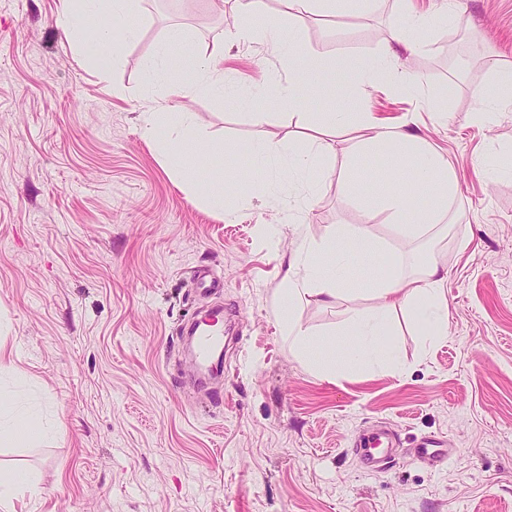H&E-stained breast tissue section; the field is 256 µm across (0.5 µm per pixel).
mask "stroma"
<instances>
[{
  "label": "stroma",
  "mask_w": 512,
  "mask_h": 512,
  "mask_svg": "<svg viewBox=\"0 0 512 512\" xmlns=\"http://www.w3.org/2000/svg\"><path fill=\"white\" fill-rule=\"evenodd\" d=\"M232 5L139 0L137 32L115 28L111 63L94 39L79 48L57 27L62 0H0V348L11 360L0 397L23 374L54 428L27 447L0 446V461L40 488L15 512H512V108L488 127L471 119L492 69L512 63V0H413L434 19L423 50L403 58L415 91L367 85L352 96L354 75L340 68L309 91L310 113L367 112L394 128L416 120L457 175L425 245L446 271L447 340L427 343L428 325L395 311L407 371L333 380L293 357L276 304L300 244L364 221L346 189L351 140L337 136L311 203L274 169L235 197L234 219L204 204L205 188L251 173V157H219L217 145L308 132L279 103L289 75L276 46L228 40ZM403 8L380 0L292 25L325 64L369 61ZM172 27L223 43V94L165 97L151 72ZM257 84L260 121L238 100ZM445 86L453 96L434 111L429 96ZM158 102L192 113L201 132L179 174L140 132ZM375 263L350 256L336 305L298 303L303 326L331 341L353 312H372L364 287ZM198 268L223 278L222 290L198 293ZM215 302L234 317L224 372L204 381L181 328ZM380 423L403 451L443 437L447 463L402 451L388 472L366 471L353 446Z\"/></svg>",
  "instance_id": "1"
}]
</instances>
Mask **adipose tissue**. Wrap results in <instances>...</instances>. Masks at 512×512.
<instances>
[{"mask_svg":"<svg viewBox=\"0 0 512 512\" xmlns=\"http://www.w3.org/2000/svg\"><path fill=\"white\" fill-rule=\"evenodd\" d=\"M263 0H236V14L229 30L231 40L249 43L268 39L283 44L278 25L257 26L256 15L262 11ZM428 25L426 16L406 10L397 22L379 52L381 66L371 70L364 62L352 64L356 83L382 76L399 86L408 81L399 68L403 54L416 52L418 36ZM305 60L285 58L284 65L290 78L279 91L281 105L301 108L306 93L300 75L326 82L332 75L325 67L313 66L319 57L318 48H304ZM185 73V80L170 84L168 93L181 98L213 94L224 88V45H198L188 42L183 31L169 29L156 48V73L165 75ZM491 90L481 97L479 108L472 119L478 123L492 122L502 109L512 106V65L496 69L489 79ZM318 124L324 134L310 137L296 145L281 140H268L252 147L259 171H266L271 164L302 176L329 171V158L336 133L350 124L348 114L322 112ZM360 135L350 154L352 176L347 183L350 192H358V174L363 173V161L375 156L388 159L392 165L405 167L411 175L410 184L399 180L386 181L374 196L364 199L365 223L337 228L327 238L307 244L296 253L289 271L288 281L281 291L277 317L288 347L296 359L320 375L338 372L339 368L373 367L390 369L399 373L406 367L399 360L392 341L394 329L391 310L401 307L419 312L433 325L435 340L448 335V307L443 300L442 282L444 269L435 257H427L418 273L409 275L403 266L389 273L375 276L369 290L375 302L373 312H353L347 320L345 341L340 345L324 346L318 343L294 314L297 301L312 299L323 304L335 303L342 293L340 278L322 276L323 267L343 264L352 253L366 255L384 254V245L371 236L368 223L378 215H385L392 230L407 244H415L424 232L425 225L437 223L445 215L457 188L456 175L444 156L427 149L423 140L408 126L383 130L369 121L359 124ZM143 138L155 144L173 168L184 169L189 165L188 150L196 144L200 132L190 113H180L172 123H164L159 112L142 115ZM17 391L10 401L0 403V444H19L32 439H44L52 428L39 417L38 411L27 403L23 378H16ZM38 486L33 477L19 468L0 463V512H13L17 499L34 496Z\"/></svg>","mask_w":512,"mask_h":512,"instance_id":"ef3b65f1","label":"adipose tissue"}]
</instances>
